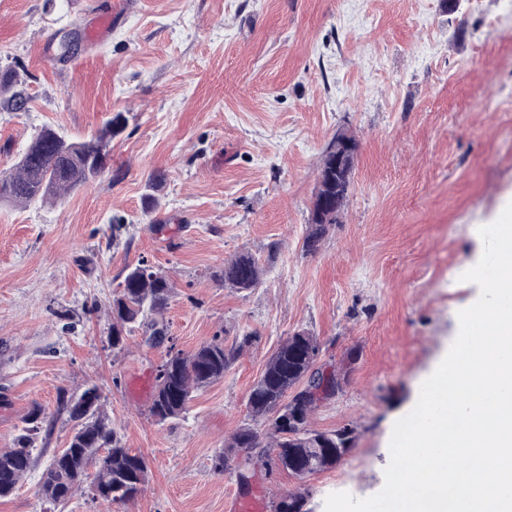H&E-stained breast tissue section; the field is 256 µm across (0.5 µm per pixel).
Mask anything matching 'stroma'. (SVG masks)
Instances as JSON below:
<instances>
[{"mask_svg": "<svg viewBox=\"0 0 512 512\" xmlns=\"http://www.w3.org/2000/svg\"><path fill=\"white\" fill-rule=\"evenodd\" d=\"M105 13L106 33L93 36ZM66 33L77 42L63 60ZM5 67L30 103L0 112V169L42 127L81 139L119 112L127 125L88 186L0 203V450L32 404L54 418L0 512H227L232 497L303 486L324 512L330 493H378L393 425L478 292L460 279L483 253L478 229L512 202V0H0ZM341 133L359 143L352 191L309 254L320 160ZM241 251L265 268L248 293L213 278ZM140 260L175 284L170 340L137 329L118 352L107 306ZM301 330L316 336L319 365L349 366L311 425L354 426L355 445L302 480L259 466L242 482L217 456L247 423L268 358ZM249 332L253 344L181 417H151L169 347L190 354ZM92 384L126 447L146 457L148 481L126 504L87 486L49 502L41 474L74 433L59 397Z\"/></svg>", "mask_w": 512, "mask_h": 512, "instance_id": "1", "label": "stroma"}]
</instances>
